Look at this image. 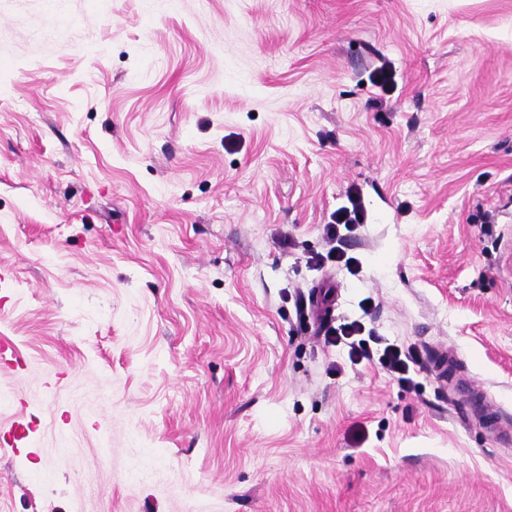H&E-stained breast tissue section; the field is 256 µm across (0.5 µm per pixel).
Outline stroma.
<instances>
[{"instance_id":"35a3bbf8","label":"stroma","mask_w":512,"mask_h":512,"mask_svg":"<svg viewBox=\"0 0 512 512\" xmlns=\"http://www.w3.org/2000/svg\"><path fill=\"white\" fill-rule=\"evenodd\" d=\"M0 272V512H512V0H0ZM351 207L344 206L336 210L332 224H325L324 232L330 243H335L341 236V230L353 231L356 224H363L364 214L359 200L349 198ZM366 327L359 321L354 320L340 324L339 327H331L325 332L326 341L335 345L343 343L349 348V358L354 364L365 361H373L374 351L369 342L362 338L365 335ZM378 360L400 383L409 384L412 382V379L407 376L410 372L409 363H415V357L411 351L406 353L398 346L388 344L383 348Z\"/></svg>"}]
</instances>
